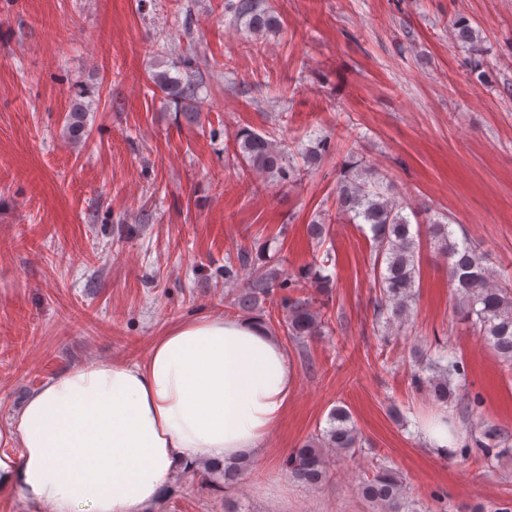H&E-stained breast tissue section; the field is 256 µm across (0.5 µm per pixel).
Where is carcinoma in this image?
Here are the masks:
<instances>
[{"instance_id": "1", "label": "carcinoma", "mask_w": 512, "mask_h": 512, "mask_svg": "<svg viewBox=\"0 0 512 512\" xmlns=\"http://www.w3.org/2000/svg\"><path fill=\"white\" fill-rule=\"evenodd\" d=\"M238 17H249V27L254 32L273 31L280 25L278 17L262 0H238L233 6ZM154 83L165 93L182 100H193L198 83L193 78L184 81L167 73L155 75ZM86 109L80 101L72 105L68 128L71 136H84L83 117ZM330 141L319 136L304 148L302 159L316 164L328 151ZM236 157L248 167L263 173L279 176L284 182L296 177L299 170L288 156V146L272 141L251 130L236 135ZM365 162L349 157L341 169L336 206L354 224L370 226L372 233L373 261L371 273L379 298L375 299L373 319L375 324L393 323L401 326L409 321L411 304L415 302V284L418 273L416 252L418 243L412 223L406 213L410 204L383 186L379 180L369 183L361 173ZM427 235L439 254L448 260L450 287L458 300L461 317L478 328L497 353L507 363H512V272L504 269L493 272L487 265L485 254L472 248L467 240L457 241L451 225L437 217L427 220ZM238 266H224V281L237 277V269L252 270L248 280L234 300V307L243 313L252 310L260 299L268 300L285 312L284 326L289 338L303 341L321 333L325 321L313 301L293 296L300 280L312 278L319 288L329 286L316 266H310L297 277H288L274 267H257L252 264L249 251L237 255ZM288 295H278L280 290ZM436 354H423L416 370L411 374V384L427 389L434 400L462 414V420L471 423L466 437L459 436L454 416L448 417L450 434L461 444L460 452L469 456L481 452L487 461L512 450V441L499 429L485 423L479 395L461 393L467 382V370L447 342L437 338L432 343ZM459 379L452 386L453 378ZM361 439L352 424L351 416L343 407L334 408L328 417V427L320 436L294 449L284 462L288 478L306 487L319 486L327 475V452L352 457L359 452ZM244 472L240 462L214 467L207 471L205 483L222 484L228 489L235 485ZM364 500L372 504L375 512H417L415 504L404 495L401 476L384 462L374 466L372 475L359 485Z\"/></svg>"}]
</instances>
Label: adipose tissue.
I'll return each instance as SVG.
<instances>
[{"label": "adipose tissue", "instance_id": "obj_1", "mask_svg": "<svg viewBox=\"0 0 512 512\" xmlns=\"http://www.w3.org/2000/svg\"><path fill=\"white\" fill-rule=\"evenodd\" d=\"M295 376L257 319L175 324L145 359L58 372L0 431V490L32 512H143L170 477L266 456Z\"/></svg>", "mask_w": 512, "mask_h": 512}]
</instances>
